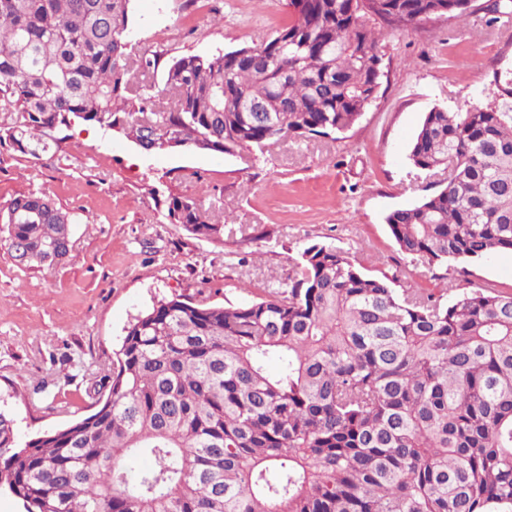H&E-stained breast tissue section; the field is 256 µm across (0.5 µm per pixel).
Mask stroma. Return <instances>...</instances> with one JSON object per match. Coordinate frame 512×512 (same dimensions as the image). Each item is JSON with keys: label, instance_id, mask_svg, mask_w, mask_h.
Listing matches in <instances>:
<instances>
[{"label": "stroma", "instance_id": "stroma-1", "mask_svg": "<svg viewBox=\"0 0 512 512\" xmlns=\"http://www.w3.org/2000/svg\"><path fill=\"white\" fill-rule=\"evenodd\" d=\"M492 0H471L474 28L441 19L377 29L384 76L371 105L336 138L289 137L265 152L147 151L82 123L38 161L0 153V205L50 191L71 211V252L47 271L17 265L0 239V412L19 441L87 415L105 394L114 351L133 317L173 296L240 306L287 282L308 245L333 244L396 287L443 295L464 280L512 293V254L465 274L403 254L385 221L447 182L409 159L426 112L499 103L494 71L512 69V33ZM131 55L157 49L153 80L173 58L255 47L288 21L285 0H131ZM200 200L226 229L211 243L166 220L159 193Z\"/></svg>", "mask_w": 512, "mask_h": 512}]
</instances>
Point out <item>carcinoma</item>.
Wrapping results in <instances>:
<instances>
[{"label":"carcinoma","instance_id":"1","mask_svg":"<svg viewBox=\"0 0 512 512\" xmlns=\"http://www.w3.org/2000/svg\"><path fill=\"white\" fill-rule=\"evenodd\" d=\"M129 2L0 0L1 149L50 159L76 122L156 152L327 137L381 85L371 22L471 15L469 0H287L274 37L176 58L157 88L132 84L158 58L127 52ZM493 77L498 105L426 113L410 159L447 184L386 217L429 266L512 253V71ZM160 204L224 242L201 201ZM74 223L48 192L0 208L23 267L62 264ZM115 357L106 398L63 428L21 443L0 414V489L25 512H512V294L490 284L425 297L316 243L251 304L156 302Z\"/></svg>","mask_w":512,"mask_h":512}]
</instances>
